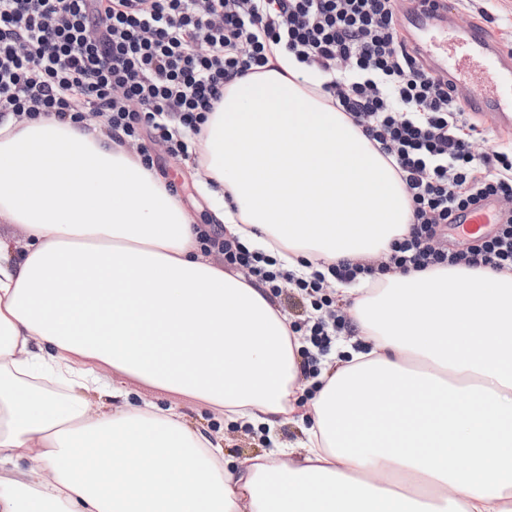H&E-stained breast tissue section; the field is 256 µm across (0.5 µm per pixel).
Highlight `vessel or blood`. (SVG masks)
Wrapping results in <instances>:
<instances>
[{
  "label": "vessel or blood",
  "instance_id": "b4317fda",
  "mask_svg": "<svg viewBox=\"0 0 512 512\" xmlns=\"http://www.w3.org/2000/svg\"><path fill=\"white\" fill-rule=\"evenodd\" d=\"M414 55L427 69L448 79L456 98L489 127L512 129V50L477 22L458 25L447 0H399L396 16ZM463 239L489 233L500 206L489 200L478 209L454 212Z\"/></svg>",
  "mask_w": 512,
  "mask_h": 512
}]
</instances>
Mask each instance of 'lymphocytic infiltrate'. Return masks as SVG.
Listing matches in <instances>:
<instances>
[{
    "label": "lymphocytic infiltrate",
    "mask_w": 512,
    "mask_h": 512,
    "mask_svg": "<svg viewBox=\"0 0 512 512\" xmlns=\"http://www.w3.org/2000/svg\"><path fill=\"white\" fill-rule=\"evenodd\" d=\"M277 49L323 74L332 105L395 161L412 210L389 252L340 260L307 280L201 229L204 253L226 271L311 309L292 328L313 348L303 367L316 377L337 337L354 333L332 282L456 265L512 273V151L473 153L477 125L447 81L411 55L394 0H0V120L80 126L93 115L145 164L155 146L187 158L224 84L263 69ZM489 196L501 199L505 224L450 249L453 211Z\"/></svg>",
    "instance_id": "obj_1"
}]
</instances>
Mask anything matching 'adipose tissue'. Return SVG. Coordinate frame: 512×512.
Segmentation results:
<instances>
[{
    "instance_id": "obj_1",
    "label": "adipose tissue",
    "mask_w": 512,
    "mask_h": 512,
    "mask_svg": "<svg viewBox=\"0 0 512 512\" xmlns=\"http://www.w3.org/2000/svg\"><path fill=\"white\" fill-rule=\"evenodd\" d=\"M294 56L225 85L196 145L229 236L304 276L387 250L411 208ZM0 512H512V275L441 267L338 285L316 391L262 289L204 254L178 194L100 129L0 123ZM166 394L136 401L112 375ZM187 397L298 446L224 459ZM302 424L294 420H283L275 426L272 437L275 444L281 448H288V445H294L303 437Z\"/></svg>"
}]
</instances>
